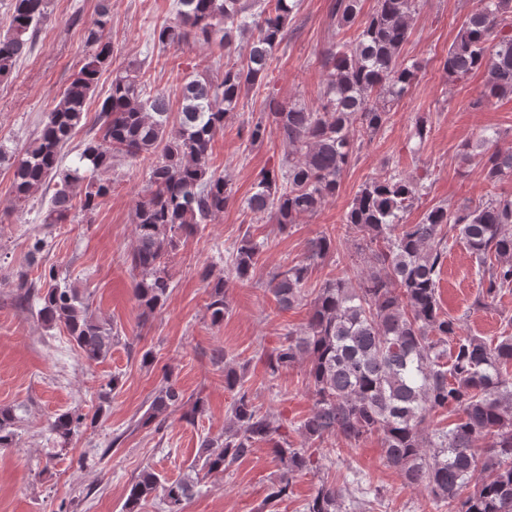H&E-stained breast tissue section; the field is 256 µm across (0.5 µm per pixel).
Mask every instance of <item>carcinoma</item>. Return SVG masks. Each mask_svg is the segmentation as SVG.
<instances>
[{
  "mask_svg": "<svg viewBox=\"0 0 512 512\" xmlns=\"http://www.w3.org/2000/svg\"><path fill=\"white\" fill-rule=\"evenodd\" d=\"M300 0H176V23L153 33L160 45L195 39L216 45L229 56L238 37L247 38L246 53L224 65L220 80L189 76L182 87V108L172 119L165 97L146 91L142 64L112 68V45L102 32L110 0H99V19L86 30L93 52L54 104L41 130L24 148L0 145V163L13 169V193L26 201L44 185H53L46 224L71 220L75 204L88 215L112 192V184L92 174L122 157L136 160L158 154L149 171L148 193L136 208V242L128 253L135 278L134 295L142 315L163 308L171 288L167 260L182 239L219 214L232 200L229 180L210 160L217 132L236 111L243 89L262 84L270 75L269 59L287 34L290 16ZM417 0H375L362 15V0H334L331 26H356L350 44L332 42L321 54L326 72L319 103L269 101V111L247 123L250 144L276 130L288 147L280 167L260 172L246 209L269 213L278 224H294L313 214L336 195L341 177L365 143L387 123L394 103L412 89L419 69L402 58L411 34ZM47 15V0H13L9 29L0 34V79L9 78L17 62L34 48ZM484 70V96L512 95V0H473L462 21L443 70L456 81ZM112 76L98 109L99 128L83 144L77 160L62 167L63 150L88 111L99 77ZM430 134L428 117L416 116L407 141L423 145ZM486 180L512 181V145L496 134L482 138ZM425 170L419 179L395 168L368 179L345 213L344 226L358 237V258L366 270L327 279L311 302L306 324L286 334L267 355L274 376L284 368L306 365L314 398L311 414L298 426L305 441L322 443L336 436L358 446L371 435L381 439L386 466L404 484L421 489L446 512H512V317L500 336L485 340L461 332L457 320L443 312L437 280L450 237L468 250L481 284L479 303L488 308L512 290V195H493L475 206L451 209L436 205L417 224L403 223L404 213L419 201ZM264 243L246 234L229 255L224 276L208 280L213 322L228 310L230 277H248ZM336 250L322 234L309 243L304 260L276 272L269 288L282 310L306 300L311 265ZM19 299L37 300L36 316L62 325L70 341L89 362L105 359L118 334L90 311V297L60 281L54 269L30 282L19 275ZM232 393L229 426L224 437H206L198 459L207 475L251 452L258 442L272 444L282 470L266 501L287 496L294 475L313 469L308 449L296 448L273 416L256 405L240 384L233 366L224 367ZM187 404L183 391L168 380L154 394L139 419L163 426L169 411ZM437 412L452 413L446 429L429 427ZM99 413L58 414L49 429L60 443L83 426H95ZM15 409L0 407V447L12 445ZM198 477L163 483L150 470L130 484L126 512L162 496L165 512H184ZM473 491L464 493V490ZM305 512H349L342 490L322 482Z\"/></svg>",
  "mask_w": 512,
  "mask_h": 512,
  "instance_id": "cac0c4a2",
  "label": "carcinoma"
}]
</instances>
